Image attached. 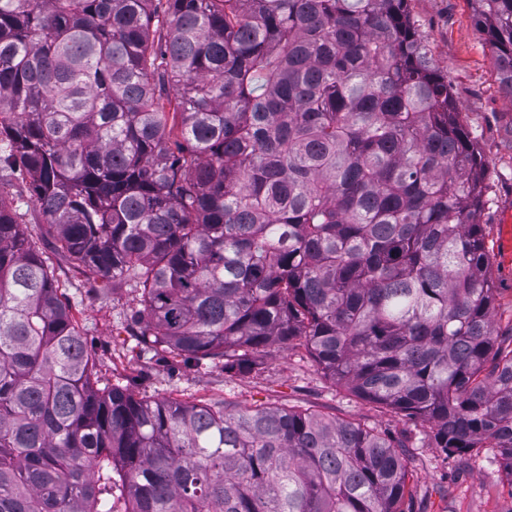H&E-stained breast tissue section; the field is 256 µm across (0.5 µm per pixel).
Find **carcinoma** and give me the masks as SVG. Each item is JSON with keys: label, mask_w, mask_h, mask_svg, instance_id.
<instances>
[{"label": "carcinoma", "mask_w": 512, "mask_h": 512, "mask_svg": "<svg viewBox=\"0 0 512 512\" xmlns=\"http://www.w3.org/2000/svg\"><path fill=\"white\" fill-rule=\"evenodd\" d=\"M512 96V0H469ZM138 345L245 375L273 343L501 463L481 158L407 0H0V172ZM0 180V512H425L405 436L102 381Z\"/></svg>", "instance_id": "1"}]
</instances>
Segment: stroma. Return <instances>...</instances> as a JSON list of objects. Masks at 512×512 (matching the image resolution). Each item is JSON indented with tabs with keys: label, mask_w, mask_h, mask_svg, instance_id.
I'll return each instance as SVG.
<instances>
[{
	"label": "stroma",
	"mask_w": 512,
	"mask_h": 512,
	"mask_svg": "<svg viewBox=\"0 0 512 512\" xmlns=\"http://www.w3.org/2000/svg\"><path fill=\"white\" fill-rule=\"evenodd\" d=\"M407 7L431 62L448 74L460 119L484 165L488 202L480 222L496 288L495 321L504 330L512 326V261L500 259L512 225V96L499 87L494 56L475 25L469 0H408ZM51 262L99 376L126 387L135 397L295 405L356 419L394 435L407 430L413 445L412 485L427 512H512V489L499 464L479 455L469 466L456 467L427 447L422 426L336 388L305 350L273 344L255 370L240 377L210 364L185 367L179 359L138 346L129 328L137 304L126 286L95 297L94 279L59 255H52Z\"/></svg>",
	"instance_id": "obj_1"
}]
</instances>
